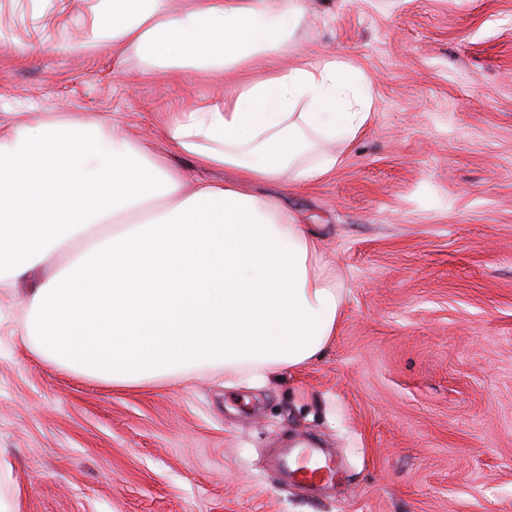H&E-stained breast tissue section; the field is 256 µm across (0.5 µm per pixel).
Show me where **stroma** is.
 Instances as JSON below:
<instances>
[{"mask_svg": "<svg viewBox=\"0 0 512 512\" xmlns=\"http://www.w3.org/2000/svg\"><path fill=\"white\" fill-rule=\"evenodd\" d=\"M97 0H0V125L157 113L224 96L60 43ZM300 53L371 83L326 181L254 183L318 233L345 306L325 355L267 384L115 389L0 333V493L20 512H512V0H305ZM307 444L332 482L297 484Z\"/></svg>", "mask_w": 512, "mask_h": 512, "instance_id": "35a3bbf8", "label": "stroma"}]
</instances>
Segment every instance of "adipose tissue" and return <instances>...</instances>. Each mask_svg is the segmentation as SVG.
Returning <instances> with one entry per match:
<instances>
[{
	"mask_svg": "<svg viewBox=\"0 0 512 512\" xmlns=\"http://www.w3.org/2000/svg\"><path fill=\"white\" fill-rule=\"evenodd\" d=\"M98 12L59 52L104 45L222 75L221 102L183 104L160 127L196 166L240 182L192 184L106 118L0 130V297L61 258L23 296L12 335L116 388L206 372L262 384L306 367L336 337L343 292L319 236L243 186L330 178L371 119L366 74L336 58L279 66L300 0H187L175 15L168 0H98ZM58 265L59 259L57 257L50 258L43 265L30 271L24 278L20 279L17 283V291L24 294L30 288H36L48 279Z\"/></svg>",
	"mask_w": 512,
	"mask_h": 512,
	"instance_id": "obj_1",
	"label": "adipose tissue"
}]
</instances>
